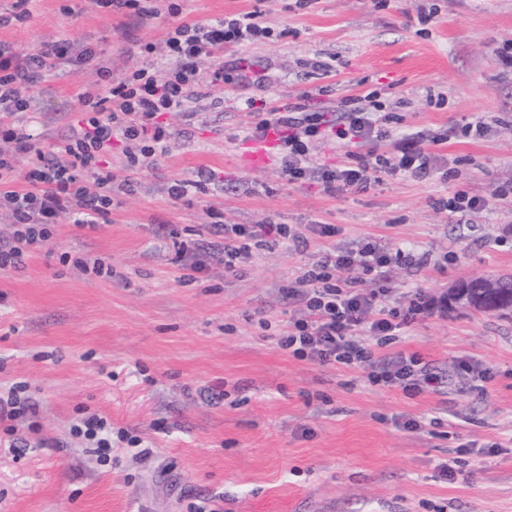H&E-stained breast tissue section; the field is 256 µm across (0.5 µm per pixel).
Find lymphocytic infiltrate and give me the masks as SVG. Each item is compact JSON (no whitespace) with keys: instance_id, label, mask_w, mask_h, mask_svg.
Wrapping results in <instances>:
<instances>
[{"instance_id":"lymphocytic-infiltrate-1","label":"lymphocytic infiltrate","mask_w":512,"mask_h":512,"mask_svg":"<svg viewBox=\"0 0 512 512\" xmlns=\"http://www.w3.org/2000/svg\"><path fill=\"white\" fill-rule=\"evenodd\" d=\"M270 35L266 19L257 10L215 25L182 23L168 31L160 44L144 46L146 52L170 59L165 73L142 67L116 82L111 70H101V80L110 84L108 95H82L81 123L72 127L63 145L38 155L22 177L26 188H16L15 183L20 178L18 155L28 149L27 129L18 123L0 129V201L11 211L16 226L10 246L0 248V269L18 267L31 246L48 240L49 225L61 217H71L77 224L107 221L112 211L113 175L100 163L113 142L125 143L127 164L132 168L164 154L169 134L158 121L160 113L184 111L195 87L206 80L223 81V68L206 67L215 55ZM57 55L54 45L22 56L0 43L1 113L12 116L30 110L25 86L33 72L50 68ZM365 100L364 106L341 113L332 125L324 112L308 104L279 106L247 127V136L255 140L269 129H285L280 141L284 178L291 184L318 183L328 193L362 189L386 175H428L431 156L424 137L409 133L394 138L391 118L383 114L375 94H367ZM324 142L348 147L347 162L314 164L311 148ZM386 146L394 148V158L385 157L382 149ZM83 171L95 174L96 190L83 185L79 178ZM223 230L224 270L230 274L240 272L261 252L296 239L285 224H227ZM405 259L403 251H390L372 238L325 251L301 275L307 285L302 294L304 314L279 337V347L321 365L360 369L374 386L437 390L439 376L422 368L418 357L385 351L399 330L430 310L420 293L405 306L393 298L389 272ZM370 336L376 338V345L367 344Z\"/></svg>"}]
</instances>
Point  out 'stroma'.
Returning a JSON list of instances; mask_svg holds the SVG:
<instances>
[{
  "label": "stroma",
  "mask_w": 512,
  "mask_h": 512,
  "mask_svg": "<svg viewBox=\"0 0 512 512\" xmlns=\"http://www.w3.org/2000/svg\"><path fill=\"white\" fill-rule=\"evenodd\" d=\"M179 3V16L142 24L97 0H0V43L20 54L70 46L28 88L21 188L30 159L69 136L80 96L106 93L100 67L116 81L164 70L141 47L181 22L259 10L273 29L268 43L225 49L223 83L165 115L169 147L154 166L131 172L113 150L108 222L63 217L22 265L0 270V392L23 384L33 402L0 424V512H512V315L445 304L470 275H512V194L497 196L512 185V0ZM85 49L92 58L77 62ZM372 91L392 130L429 139L428 176L329 195L289 184L279 156L238 163L261 108L306 97L333 120ZM477 116L487 135L464 136ZM178 180L203 186L176 199ZM460 190L489 207L462 218L437 209ZM269 223L290 225L299 243L225 273L218 225ZM314 224L337 234L318 238ZM367 236L413 259L392 268L393 297L418 290L432 309L388 350L418 355L437 390L374 387L277 344L303 314L288 284L323 249ZM464 359L486 369L484 392L459 377ZM92 414L112 425L104 456L74 433ZM458 458L461 474L446 479L441 465Z\"/></svg>",
  "instance_id": "1"
}]
</instances>
